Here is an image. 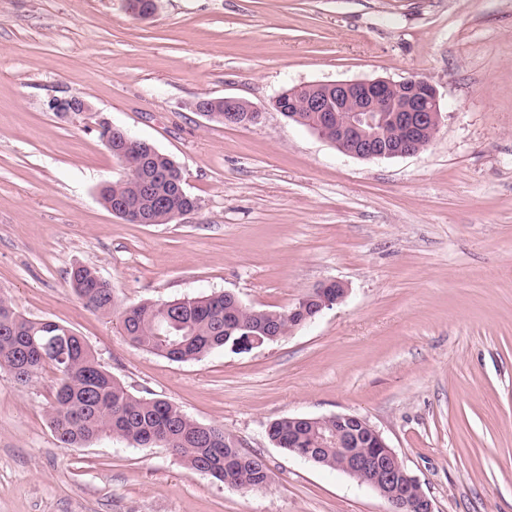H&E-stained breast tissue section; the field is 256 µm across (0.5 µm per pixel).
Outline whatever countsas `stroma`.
Returning <instances> with one entry per match:
<instances>
[{"label":"stroma","mask_w":512,"mask_h":512,"mask_svg":"<svg viewBox=\"0 0 512 512\" xmlns=\"http://www.w3.org/2000/svg\"><path fill=\"white\" fill-rule=\"evenodd\" d=\"M412 74L439 92L432 144L364 161L271 108L297 86ZM77 94L91 111L60 116ZM264 108L227 126L196 112ZM106 119L181 168L198 209L131 224L102 204L124 165ZM118 307L230 292L284 311L345 299L279 340L174 363L134 347L68 284ZM82 336L131 393L223 427L270 481L233 490L166 446L62 447L59 374L0 370V512H390L347 473L274 446L283 417L365 419L434 512H512V0H0V296ZM224 105V111H217L211 107V105L209 104V99H201L196 103L195 108L197 112H201L204 116L208 117L209 119L215 115V113L213 112H219V115L224 116V120H216L215 122L241 127H246L249 126L251 123L259 122L263 114L260 108L250 103H247L239 98L224 97ZM238 106H243L247 109V112L254 113H249L247 114V116L244 117L242 114L239 113L241 111L239 110ZM69 286L88 310L104 317L112 316L116 307L112 287L94 268L85 265L73 268ZM332 289H336V297L332 294ZM321 292H328V297L324 296L323 302L319 307L313 308V312L307 315L303 312L305 319L301 321L300 325L311 322L317 315H319L324 309L332 307L334 304L340 303L347 295L348 288L341 281H330L321 285L318 289Z\"/></svg>","instance_id":"stroma-1"}]
</instances>
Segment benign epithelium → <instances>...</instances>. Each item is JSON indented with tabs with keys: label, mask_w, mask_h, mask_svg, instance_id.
<instances>
[{
	"label": "benign epithelium",
	"mask_w": 512,
	"mask_h": 512,
	"mask_svg": "<svg viewBox=\"0 0 512 512\" xmlns=\"http://www.w3.org/2000/svg\"><path fill=\"white\" fill-rule=\"evenodd\" d=\"M322 94L304 96L303 88L282 92L272 102L278 112L298 110L312 113L307 128L334 144L342 152L362 159L378 160L405 157L419 153L417 140L438 128L441 121L440 99L435 86L424 76L411 75L400 81L377 78L373 80L336 81L322 84ZM50 108L60 115L91 111L81 96L52 101ZM401 128L402 137L386 141L381 135L384 117ZM262 117L260 108L234 97L224 98V123L246 127ZM101 140L112 149V142L124 136V129L102 120L98 123ZM326 293L323 302L304 322L312 321L324 309L340 303L348 288L341 281H330L319 287ZM336 431L324 438V446H336L344 457L343 471L363 476L390 505L398 502L397 489L402 487L414 496L419 512H434L432 501L385 439L364 419L346 413L334 414ZM366 444L376 449L367 455L359 451Z\"/></svg>",
	"instance_id": "1"
}]
</instances>
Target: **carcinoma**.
<instances>
[{
  "instance_id": "cac0c4a2",
  "label": "carcinoma",
  "mask_w": 512,
  "mask_h": 512,
  "mask_svg": "<svg viewBox=\"0 0 512 512\" xmlns=\"http://www.w3.org/2000/svg\"><path fill=\"white\" fill-rule=\"evenodd\" d=\"M112 156L127 173L102 186L104 205L122 199L130 210L129 222L146 218L151 224H169L192 206L181 169L162 152L127 136L122 152ZM69 287L84 306L104 317L112 316L115 296L97 271L81 265L70 272ZM119 326L136 347L175 363L195 361L215 349L228 347L245 327L288 334V312L254 310L224 293L201 294L164 303L142 302L119 312ZM61 373L48 416L65 448L80 447L102 435L132 445L161 439L192 469L231 488L263 489L269 473L264 458L231 448L224 427L205 425L187 417L163 399H147L129 392L99 363L84 339L52 320L22 316L5 296L0 297V368L16 382L27 383L45 366ZM336 426L333 420L313 428L308 424L273 421L268 438L295 454L301 450L312 461L336 469V449L321 448L317 435Z\"/></svg>"
}]
</instances>
